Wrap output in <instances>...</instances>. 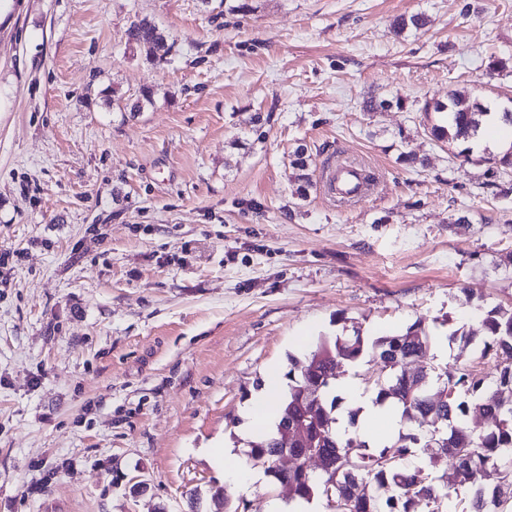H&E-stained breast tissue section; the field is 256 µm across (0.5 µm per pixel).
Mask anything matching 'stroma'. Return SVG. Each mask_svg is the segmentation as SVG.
I'll return each instance as SVG.
<instances>
[{
  "label": "stroma",
  "instance_id": "stroma-1",
  "mask_svg": "<svg viewBox=\"0 0 512 512\" xmlns=\"http://www.w3.org/2000/svg\"><path fill=\"white\" fill-rule=\"evenodd\" d=\"M253 4L0 0V512H266L264 468L239 488L209 451L244 456L270 369L344 328L479 336L512 304V173L421 110L512 97V67L487 69L512 58V0ZM141 19L172 63L128 45ZM106 87L156 97L124 112ZM340 161L379 177L358 202L324 192Z\"/></svg>",
  "mask_w": 512,
  "mask_h": 512
}]
</instances>
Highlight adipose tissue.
I'll return each instance as SVG.
<instances>
[{
    "label": "adipose tissue",
    "instance_id": "ef3b65f1",
    "mask_svg": "<svg viewBox=\"0 0 512 512\" xmlns=\"http://www.w3.org/2000/svg\"><path fill=\"white\" fill-rule=\"evenodd\" d=\"M337 389L349 406L360 408L363 420L361 433L365 440L375 448L390 444L400 426L399 412L392 406L376 404L374 394L365 392L351 380H342Z\"/></svg>",
    "mask_w": 512,
    "mask_h": 512
}]
</instances>
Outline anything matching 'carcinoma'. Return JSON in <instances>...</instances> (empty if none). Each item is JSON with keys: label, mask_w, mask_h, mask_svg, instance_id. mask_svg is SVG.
Returning a JSON list of instances; mask_svg holds the SVG:
<instances>
[{"label": "carcinoma", "mask_w": 512, "mask_h": 512, "mask_svg": "<svg viewBox=\"0 0 512 512\" xmlns=\"http://www.w3.org/2000/svg\"><path fill=\"white\" fill-rule=\"evenodd\" d=\"M127 42L145 54L152 64L171 62L175 42L150 22H133L126 31ZM427 119L437 115L431 134L459 147L458 155L471 160L469 140L477 134L489 112L486 102L469 93L454 91L446 102H425ZM307 148L292 154L290 166L301 182L311 186L307 170ZM488 170H512V151L480 157ZM485 335L479 337L480 356L495 361V373L486 375L468 365H452L441 373L411 371L402 364L412 355L424 353L434 336L419 322L405 331L368 337L351 334L322 336L304 360L290 359L288 390L281 403V416L274 428L248 442V460L265 468L278 485L288 483L289 499L307 502L324 498L335 512H416L422 499L431 503L429 512H444L446 500L466 488L473 491L463 501L461 512H509L512 508V307L500 305L481 314ZM371 355L383 362L386 371L373 380L375 402L401 409L404 421L418 422L416 432L399 433L389 445L372 449L358 431L341 438L336 434V410L341 397L332 394L339 365H352ZM301 427L299 447L313 448L326 457L331 472L319 473L300 462L288 474L275 471L281 429ZM415 448H430L424 467L409 464ZM448 462L454 481L437 476ZM498 471L499 481L483 485L488 468Z\"/></svg>", "instance_id": "carcinoma-1"}]
</instances>
